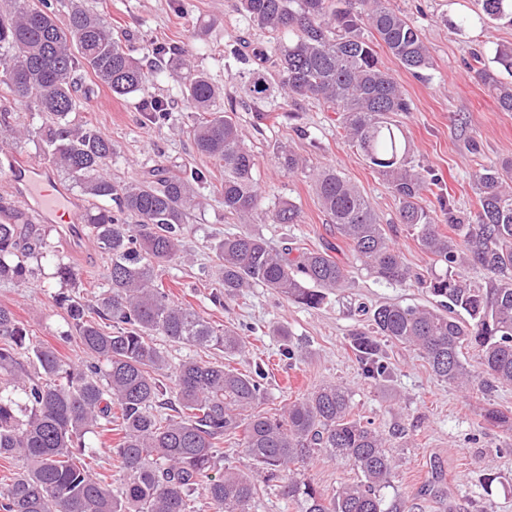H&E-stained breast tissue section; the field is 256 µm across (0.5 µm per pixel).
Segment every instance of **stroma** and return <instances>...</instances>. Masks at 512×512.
Segmentation results:
<instances>
[{
  "label": "stroma",
  "instance_id": "35a3bbf8",
  "mask_svg": "<svg viewBox=\"0 0 512 512\" xmlns=\"http://www.w3.org/2000/svg\"><path fill=\"white\" fill-rule=\"evenodd\" d=\"M76 1L105 18L113 36L127 46H177L228 95L234 93L236 83L232 78L235 67L224 55L225 45L241 40L264 44L270 39L269 33L252 27L241 16L237 0H52L59 23H66ZM391 3L420 29L431 56L430 69L416 77L389 54H381L382 65L411 100L410 112L398 115L397 120L411 143L415 162L439 177L443 191L454 199L457 216L474 220L478 201L472 172L482 158L512 156V112L499 109L474 79L471 68L475 56L487 59L496 45L512 44V26L453 28L459 17L480 15V0ZM78 75L79 94L87 98L88 106L72 113L70 121L92 124L111 139L115 154L108 174L113 180L140 179L160 166L175 173L189 168L208 171L207 183L199 187L201 204L185 220L189 258L168 265L160 279L175 301L191 304L211 323L245 329V347L231 364L247 372L256 363H268L265 412L276 413L285 403L324 383H343L352 392L356 415L371 422L393 445L398 466L384 491L386 504L415 503L418 512H512V430L482 419L489 407L512 413V385L460 390L438 379L412 350L389 342L384 345L391 374L387 385L376 386L361 374L349 346L351 332L365 320L359 306L385 302L425 306L432 299L415 285L376 282L355 260L321 209L312 179L278 169L274 145L291 147L316 167L344 173L369 198L404 261L426 273L431 260L411 232L398 224L397 199L362 154L342 137L336 113L307 105L287 118L277 110L260 133L253 130L249 113H240L239 121L257 158L254 177L264 204L284 199L302 210L301 223L259 220L253 231L276 250L288 242L307 249L337 246L338 258L351 266L348 287L328 295L318 309L262 286L227 298L214 274L216 258L210 243L239 232L240 226L225 215L223 199L216 190L224 178L223 170L194 150L189 134L192 109L182 94V74L164 71L149 85V96L167 100L173 107L167 119L158 122L146 119L142 97L113 96L88 69H80ZM0 110L10 114L9 124H0L1 203L10 199L9 156L40 159L35 132L41 119L27 106L2 97ZM45 230L53 255L64 257L73 266L75 283L53 278V263L47 260L43 275L26 286L0 282V306L15 314L31 339L79 363L87 355L78 339L68 334L65 310L55 298L64 294L90 300L106 283L109 260L91 238H78L50 224ZM280 325L292 333L293 358L281 355L284 341L274 334ZM434 475L448 488V499L442 505L421 493Z\"/></svg>",
  "mask_w": 512,
  "mask_h": 512
}]
</instances>
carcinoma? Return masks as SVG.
Returning a JSON list of instances; mask_svg holds the SVG:
<instances>
[{
  "instance_id": "cac0c4a2",
  "label": "carcinoma",
  "mask_w": 512,
  "mask_h": 512,
  "mask_svg": "<svg viewBox=\"0 0 512 512\" xmlns=\"http://www.w3.org/2000/svg\"><path fill=\"white\" fill-rule=\"evenodd\" d=\"M238 10L249 25L275 36L286 32L288 40L269 47L226 45L224 56L243 68L228 107L216 110L218 89L205 72L191 68L183 51L158 44L147 50L146 68L112 37L103 18L78 4L62 27L49 0H0V84L46 116L38 131L43 159L83 194L116 207L95 205L82 215L110 259L106 287L91 307L60 297L92 362L64 360L31 341L13 312L0 307V458L24 465L0 481V512H194L198 491L213 512H255L257 483L221 465L220 441L238 434L263 486L275 488L297 512H385L382 490L397 467L386 438L356 417L351 391L342 384H324L271 417L258 411L268 398L263 367L242 373L197 358L173 364L156 347L154 337L165 336L229 358L243 349L236 329L213 326L156 281V270L187 256L185 219L198 205L195 185L207 175L158 167L137 182L107 176L112 140L69 121L78 107L81 63L120 98L144 93L155 71L185 72L194 146L224 169L217 191L224 212L242 224L254 223L263 210L255 155L237 112L252 113L259 133L268 112L290 105L317 101L338 113L347 143L398 199L399 223L441 267L426 275L413 271L368 197L334 169L312 170L320 207L362 266L379 281L418 285L435 300L430 307L383 303L363 311L368 324L350 339L363 373L379 383L389 378L380 343L385 338L413 348L449 384L472 386L488 376L512 385V158L477 164L478 212L471 224L455 223L450 200L435 192L440 180L413 164L411 144L393 120L410 111L411 102L379 58L385 50L420 75L431 66L420 30L390 0H238ZM482 11L481 22L512 25V0H482ZM475 62V77L502 111L512 112V46H497L489 68ZM145 111L158 122L169 104L152 98ZM274 159L287 174L308 168L303 156L282 145ZM270 215L276 224L302 223L300 207L290 200L274 204ZM442 223L452 233L445 234ZM212 250L229 298L261 285L316 309L351 277L350 265L333 256L332 247L273 251L249 230L215 241ZM48 254L41 229L1 206L0 281L28 283L34 268L27 260ZM469 267L484 270L485 281H469ZM90 308L112 331L89 317ZM473 344L476 370L462 359V349ZM168 395L177 408L163 418L157 408ZM114 418L122 431L111 463L120 476L116 488L112 476L87 463L96 448L85 442ZM320 455L352 466L358 480L328 494L292 469Z\"/></svg>"
}]
</instances>
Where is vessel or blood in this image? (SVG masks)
Here are the masks:
<instances>
[{"instance_id": "b4317fda", "label": "vessel or blood", "mask_w": 512, "mask_h": 512, "mask_svg": "<svg viewBox=\"0 0 512 512\" xmlns=\"http://www.w3.org/2000/svg\"><path fill=\"white\" fill-rule=\"evenodd\" d=\"M9 192L28 222L53 223L58 218L74 222L82 211L80 200L60 183L52 167L12 157L9 162Z\"/></svg>"}]
</instances>
